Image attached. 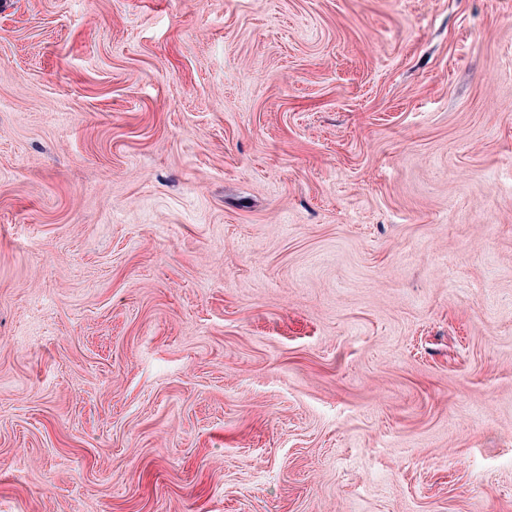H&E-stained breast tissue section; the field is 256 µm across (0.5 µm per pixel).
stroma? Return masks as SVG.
<instances>
[{
  "label": "stroma",
  "mask_w": 512,
  "mask_h": 512,
  "mask_svg": "<svg viewBox=\"0 0 512 512\" xmlns=\"http://www.w3.org/2000/svg\"><path fill=\"white\" fill-rule=\"evenodd\" d=\"M0 512H512V0H0Z\"/></svg>",
  "instance_id": "obj_1"
}]
</instances>
